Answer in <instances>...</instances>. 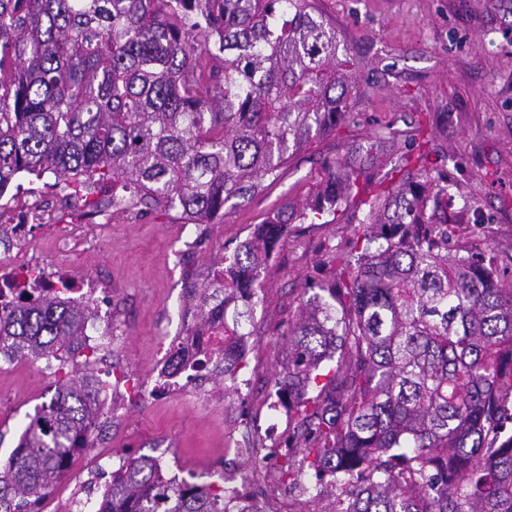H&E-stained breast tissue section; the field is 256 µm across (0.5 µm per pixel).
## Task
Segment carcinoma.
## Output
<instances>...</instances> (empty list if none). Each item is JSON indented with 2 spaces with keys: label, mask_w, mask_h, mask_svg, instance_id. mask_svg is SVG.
<instances>
[{
  "label": "carcinoma",
  "mask_w": 512,
  "mask_h": 512,
  "mask_svg": "<svg viewBox=\"0 0 512 512\" xmlns=\"http://www.w3.org/2000/svg\"><path fill=\"white\" fill-rule=\"evenodd\" d=\"M336 27L314 0H0V196L46 174L94 212L178 210L209 224L275 180L312 132L354 119ZM417 157L386 191L364 168L325 167L306 209L354 194L362 248L336 255L302 305L276 382L288 482L309 476L328 512H512V272L492 247L449 246L448 184ZM307 214L282 206L221 258L224 314L253 335L262 271ZM94 318L23 288L0 309V353L60 364ZM247 351L224 352V380ZM336 366L324 370L325 363ZM325 381H320V378ZM93 376L60 378L0 470V512H26L91 447ZM214 485L167 487L156 461L112 473L96 512H211Z\"/></svg>",
  "instance_id": "obj_1"
}]
</instances>
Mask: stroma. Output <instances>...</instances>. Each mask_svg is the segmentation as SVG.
I'll return each mask as SVG.
<instances>
[{
  "mask_svg": "<svg viewBox=\"0 0 512 512\" xmlns=\"http://www.w3.org/2000/svg\"><path fill=\"white\" fill-rule=\"evenodd\" d=\"M317 7L335 24L339 56L350 62V107L358 117L313 137L258 194L226 202L222 216L205 225L192 260L183 257L184 217L129 207L99 212L95 221L106 227L102 243L58 266L49 227L84 214V207L64 208L68 189L49 175L36 182L35 192L12 187L0 197V224L42 209L44 226L34 242L42 264L56 266L73 283L87 273L111 281L112 321L122 337L104 361L116 375L153 386L161 339L190 324L197 289L209 283L216 257L283 204L305 203L326 163L360 164L383 177L393 155L408 151L405 138L420 125L428 166H444L448 175L453 245L472 252L495 247L499 266L512 268V0H317ZM389 129L397 133L394 143H380ZM362 215L352 197L333 223L311 217L291 225L261 277L263 302L239 373L249 385L241 394L229 393L220 374L210 379L205 397L134 399L124 385H113L111 403L99 405L106 429L74 454L50 492L54 512H68L69 495L88 474L110 477L122 458L164 451V478L181 469L208 485L220 480L224 433L235 419L248 416L285 429L286 416L273 418L267 410L269 387L286 363L305 288L330 278L333 253L350 251L352 226ZM54 382L41 359L0 366V393L10 396L0 410V466L29 416L49 402Z\"/></svg>",
  "mask_w": 512,
  "mask_h": 512,
  "instance_id": "1",
  "label": "stroma"
}]
</instances>
